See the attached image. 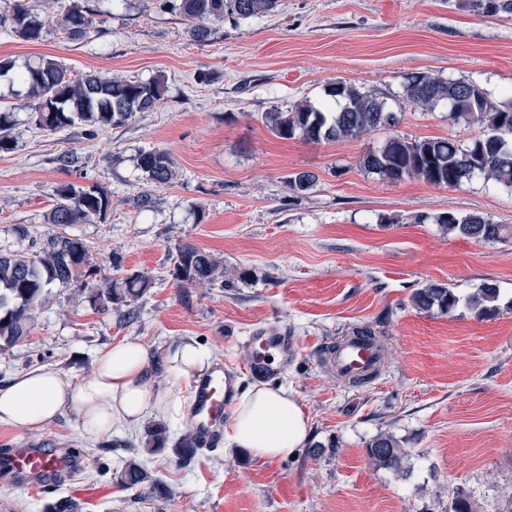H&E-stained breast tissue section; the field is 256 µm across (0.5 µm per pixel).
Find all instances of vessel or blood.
<instances>
[{
	"mask_svg": "<svg viewBox=\"0 0 512 512\" xmlns=\"http://www.w3.org/2000/svg\"><path fill=\"white\" fill-rule=\"evenodd\" d=\"M251 350L246 370L255 377L273 378L283 374L295 354L297 342L287 332L254 329L247 339ZM326 361L341 380L347 381L374 372L382 363L381 347L354 333L336 339L325 352ZM235 395V373L217 367L199 378L194 386L190 410L198 445L210 449L221 444L224 422ZM0 466L20 476L46 475L69 471L72 462L65 455H51L40 448L20 445L0 456Z\"/></svg>",
	"mask_w": 512,
	"mask_h": 512,
	"instance_id": "vessel-or-blood-1",
	"label": "vessel or blood"
}]
</instances>
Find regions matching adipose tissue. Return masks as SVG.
Listing matches in <instances>:
<instances>
[{"label":"adipose tissue","instance_id":"obj_1","mask_svg":"<svg viewBox=\"0 0 512 512\" xmlns=\"http://www.w3.org/2000/svg\"><path fill=\"white\" fill-rule=\"evenodd\" d=\"M167 356L175 374L185 379L214 360L208 346L190 337L170 347ZM150 379L147 347L125 339L100 351L89 375L42 367L0 386V427L38 430L67 412L83 431L100 436L139 428L150 417H183L185 399L154 391ZM310 431L306 414L286 389L258 383L238 396L228 440L256 458L280 460L295 455Z\"/></svg>","mask_w":512,"mask_h":512}]
</instances>
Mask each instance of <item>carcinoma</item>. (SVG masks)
I'll use <instances>...</instances> for the list:
<instances>
[{"mask_svg":"<svg viewBox=\"0 0 512 512\" xmlns=\"http://www.w3.org/2000/svg\"><path fill=\"white\" fill-rule=\"evenodd\" d=\"M279 0H180L179 11L194 22L192 36L199 43L208 41L211 19H248L273 11ZM481 13L512 15V0H475ZM47 20L28 5L15 0L12 9L0 16V27L28 41L42 40ZM62 30L72 39L91 32L94 18L80 0H73L61 20ZM0 77L22 87L27 107L33 111L36 126L58 132L77 124L92 128L120 126L138 112H151L161 102L164 80L150 82L86 74L77 77L58 59L42 56L32 64L19 66L10 59H0ZM326 95L339 109L325 105L317 108L305 102L287 112H267L264 123L283 139L300 138L312 143L358 139L386 127L395 113L386 102L356 86L337 81L327 86ZM406 99L424 110L448 103V120H463L478 129L467 142L445 138L409 140L393 135L376 150L362 156L359 166L385 179L412 178L427 184L456 188L480 177L512 189V99L494 101L479 85L465 80L444 79L429 72L410 75L404 83ZM13 111L0 107V153L12 149ZM138 167L152 184L166 185L176 177V165L170 153L154 149L143 152ZM315 181L311 173H297L288 178L294 194L309 190ZM55 204L48 214L49 223L61 228L47 237L40 250L33 253L0 252V351L15 345L30 332L29 311L49 289L81 281L88 299L104 310L126 307L127 315L135 301L151 287L148 275L123 273L122 260L112 258L116 277L98 276L91 266L86 242L66 232L74 224H84L106 214L110 197L103 187L59 183L53 187ZM434 223L449 235L477 243L512 239V227L494 224L481 215L442 213ZM172 276L180 288L205 287L224 277V265L212 254L191 245L178 247ZM500 291L494 283H483L471 294L461 297L448 286L428 283L415 290L413 305L424 312L448 313L464 304L479 318L498 311ZM169 436L166 428L156 426L147 433L151 452L165 449ZM182 459L194 455V434L188 430L175 441ZM367 454L378 468L404 472L405 452L390 434L381 432L367 444ZM148 479L147 470L137 461L127 463L119 472L120 482L133 488Z\"/></svg>","mask_w":512,"mask_h":512,"instance_id":"1","label":"carcinoma"}]
</instances>
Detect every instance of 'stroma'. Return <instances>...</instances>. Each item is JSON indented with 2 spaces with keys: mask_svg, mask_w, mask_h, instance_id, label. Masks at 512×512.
<instances>
[{
  "mask_svg": "<svg viewBox=\"0 0 512 512\" xmlns=\"http://www.w3.org/2000/svg\"><path fill=\"white\" fill-rule=\"evenodd\" d=\"M71 2L31 0L50 19L42 41L0 29V57L51 55L76 75L160 78L166 93L155 111L96 135L81 126L51 133L0 79V105L15 119L14 147L0 153V251L35 250L54 232L55 184L94 183L110 193L109 213L71 233L101 275L117 255L152 284L128 321L94 307L78 283L51 287L30 311L29 335L0 352V385L40 366L89 375L100 350L136 338L149 349L153 386L186 397L192 383L173 375L167 350L192 337L213 349L216 365L237 368L244 388L254 382L244 371L247 336L282 327L297 356L270 384L295 395L323 450L263 461L220 447L185 466L170 447L145 453L142 433L94 437L66 413L36 431L0 432V451L22 440L79 458L43 488L0 469V512H42L69 498L83 512H448L459 494L478 512H512V239L475 243L433 222L451 211L512 226V191L480 179L452 189L391 181L358 165L393 134L475 136L449 121L447 105L409 103L403 84L431 71L512 97V17L479 13L471 0H280L264 16L209 21L199 43L168 0H85L96 28L71 40L60 26ZM336 81L384 99L399 125L313 144L263 123L267 112L326 103ZM149 149L174 158L171 183L146 180L137 162ZM66 152L75 161L64 168L56 159ZM300 172L316 181L297 199L286 181ZM145 193L148 209L137 203ZM183 244L223 260L232 287L178 290L172 270ZM487 281L501 291L490 318L462 306L430 315L411 302L429 282L464 295ZM363 326L385 361L373 381L350 384L326 367L322 347ZM381 431L406 448L408 476L371 465L367 444ZM132 459L151 483L117 484Z\"/></svg>",
  "mask_w": 512,
  "mask_h": 512,
  "instance_id": "obj_1",
  "label": "stroma"
}]
</instances>
